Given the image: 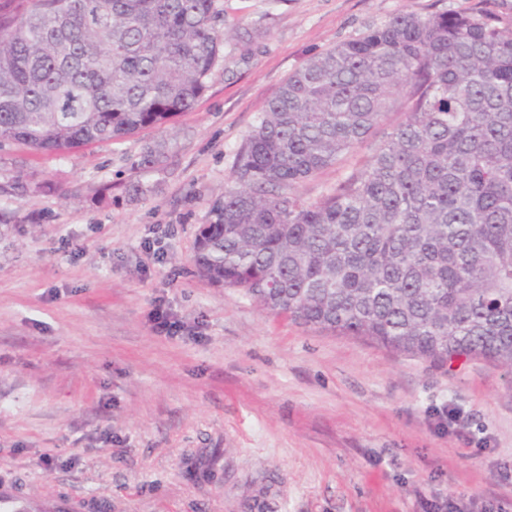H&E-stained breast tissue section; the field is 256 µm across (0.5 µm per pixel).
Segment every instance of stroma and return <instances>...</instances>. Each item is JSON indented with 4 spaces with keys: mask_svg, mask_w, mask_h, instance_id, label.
<instances>
[{
    "mask_svg": "<svg viewBox=\"0 0 512 512\" xmlns=\"http://www.w3.org/2000/svg\"><path fill=\"white\" fill-rule=\"evenodd\" d=\"M217 4L220 58L171 125L0 147V481L72 512H512L511 370L299 324L193 262L258 112L313 54L400 13L512 0ZM382 139L298 194L318 201Z\"/></svg>",
    "mask_w": 512,
    "mask_h": 512,
    "instance_id": "1",
    "label": "stroma"
}]
</instances>
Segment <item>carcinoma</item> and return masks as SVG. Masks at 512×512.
I'll list each match as a JSON object with an SVG mask.
<instances>
[{"instance_id": "1", "label": "carcinoma", "mask_w": 512, "mask_h": 512, "mask_svg": "<svg viewBox=\"0 0 512 512\" xmlns=\"http://www.w3.org/2000/svg\"><path fill=\"white\" fill-rule=\"evenodd\" d=\"M216 2L0 0V145L63 153L191 110ZM394 112L362 169L295 192ZM195 265L305 325L512 369V19L400 14L308 59L241 144Z\"/></svg>"}]
</instances>
